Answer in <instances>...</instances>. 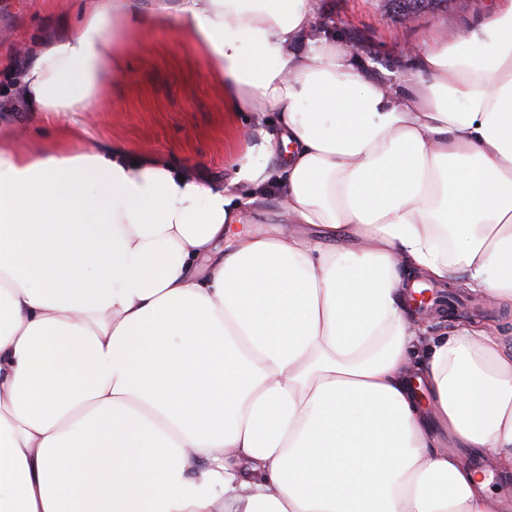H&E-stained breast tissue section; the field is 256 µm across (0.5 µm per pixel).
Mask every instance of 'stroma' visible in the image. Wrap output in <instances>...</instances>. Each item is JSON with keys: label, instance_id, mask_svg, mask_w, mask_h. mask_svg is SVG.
Returning <instances> with one entry per match:
<instances>
[{"label": "stroma", "instance_id": "obj_1", "mask_svg": "<svg viewBox=\"0 0 512 512\" xmlns=\"http://www.w3.org/2000/svg\"><path fill=\"white\" fill-rule=\"evenodd\" d=\"M91 0H0V126L25 127L34 143L59 138L58 125L41 121L22 99L19 73L25 59L17 45L62 35L79 21ZM494 0H454L445 12L403 17L386 0H316L312 36H333L347 45L373 80H395L412 67V48L435 34L479 18ZM119 86L106 88L88 139L122 142L178 164L200 167L228 180L230 159L243 142L246 119L224 109V87L212 80L201 51L185 39L178 18L134 35Z\"/></svg>", "mask_w": 512, "mask_h": 512}]
</instances>
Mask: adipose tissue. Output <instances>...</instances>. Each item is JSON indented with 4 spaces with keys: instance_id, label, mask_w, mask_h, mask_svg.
<instances>
[{
    "instance_id": "1",
    "label": "adipose tissue",
    "mask_w": 512,
    "mask_h": 512,
    "mask_svg": "<svg viewBox=\"0 0 512 512\" xmlns=\"http://www.w3.org/2000/svg\"><path fill=\"white\" fill-rule=\"evenodd\" d=\"M314 4L93 0L28 51L67 138L0 134V512H512V338L410 307L512 312V0L397 83ZM173 16L264 125L221 185L68 143Z\"/></svg>"
}]
</instances>
